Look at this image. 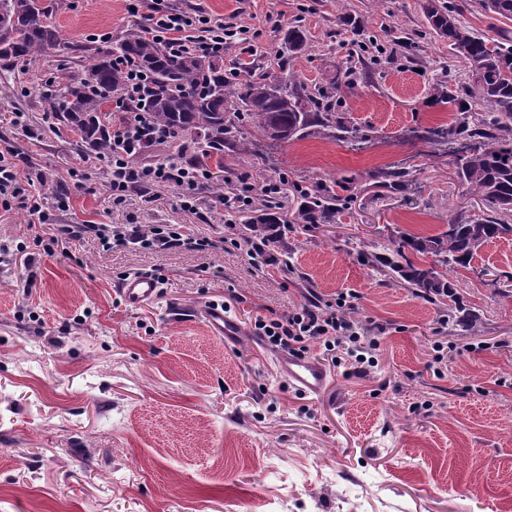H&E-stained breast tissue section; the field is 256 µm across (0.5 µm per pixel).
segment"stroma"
<instances>
[{
  "label": "stroma",
  "mask_w": 512,
  "mask_h": 512,
  "mask_svg": "<svg viewBox=\"0 0 512 512\" xmlns=\"http://www.w3.org/2000/svg\"><path fill=\"white\" fill-rule=\"evenodd\" d=\"M424 0H42L59 42L28 70L0 66V150L17 152L25 194L68 191L70 208L35 223L23 197L0 207V512H512V236L492 240L453 276L479 318L448 324L441 308L361 263L362 244L430 236L456 219L491 215L462 186L443 147L417 139L460 108L471 72L424 18ZM172 6L245 27L224 49V78L241 67L313 93L366 58L333 103L366 130L363 147L314 131L228 152L199 186L198 212L161 185L149 200L114 203L99 158L66 124L44 117L59 66L77 69L116 45L153 10ZM305 50H286L289 27ZM408 170L389 193L379 173ZM287 177L289 211L323 181L347 186V210L290 233L291 270H261L245 248L103 251L94 238L54 241L59 224H189L224 235V198ZM51 248L35 245V237ZM167 279L132 308L124 275ZM357 297L354 320L380 339L362 377L329 372L304 397L255 336L261 308L287 313L309 290ZM235 346L212 335L203 310L230 292ZM453 358L433 371L435 343Z\"/></svg>",
  "instance_id": "1"
}]
</instances>
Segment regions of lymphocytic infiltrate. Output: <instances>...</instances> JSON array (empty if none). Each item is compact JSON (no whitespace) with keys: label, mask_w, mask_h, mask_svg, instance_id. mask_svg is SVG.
Listing matches in <instances>:
<instances>
[{"label":"lymphocytic infiltrate","mask_w":512,"mask_h":512,"mask_svg":"<svg viewBox=\"0 0 512 512\" xmlns=\"http://www.w3.org/2000/svg\"><path fill=\"white\" fill-rule=\"evenodd\" d=\"M141 31L146 37L165 42L172 52L189 51L206 59L223 55L225 45L243 35L242 30L226 28L209 16L176 8L149 16ZM146 80L141 71L129 70L126 89L115 102L122 116L112 131V158L106 163L112 194L121 203L135 190L146 194L160 184L175 186L181 191L182 207L196 210V189L208 179L206 170L169 155L138 167L130 163L143 149L164 142L163 135L145 130L142 125L138 105ZM57 232L65 239L94 236L106 251L118 246L134 250L209 251L219 244L185 224H154L147 228L139 224H61ZM354 306L352 294L330 297L312 290L291 313L283 315L271 310L257 316L254 329L273 349L291 356H305L315 344L327 352L342 349L352 372L364 375L375 365L372 352L379 342L367 337L364 329L348 317V310Z\"/></svg>","instance_id":"f902f5d3"}]
</instances>
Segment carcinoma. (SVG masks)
Masks as SVG:
<instances>
[{
    "label": "carcinoma",
    "mask_w": 512,
    "mask_h": 512,
    "mask_svg": "<svg viewBox=\"0 0 512 512\" xmlns=\"http://www.w3.org/2000/svg\"><path fill=\"white\" fill-rule=\"evenodd\" d=\"M482 10L512 21V0H476ZM423 12L439 37L448 39L474 73L471 88L487 106L481 119L463 111L448 127L431 135L450 144L456 176L467 189L478 193L491 207L512 212V44L506 46L475 34L462 24L454 7L445 0H424ZM56 26L47 22L41 0H0V61L30 67L56 45ZM116 54L132 62L148 77L150 89L144 99L152 128L176 134L173 155L197 166L211 160L221 164L224 151L247 152L259 140L286 142L319 128L330 136L353 142L369 141L367 135L333 111V94L303 95L292 78L273 84L244 71L236 82L224 80L219 60L191 54L179 56L168 46L131 31L117 45ZM126 71L112 63V55L99 56L70 74L49 96L46 111L60 118L79 134L80 145L104 157L112 155V134L103 106L123 92ZM409 172L396 169L383 174L376 187L390 190L407 182ZM334 181L304 193L300 218L305 224H323L346 207ZM239 230L247 242L282 241L280 223L269 214L239 216ZM512 235V224L483 215L463 217L447 230L427 237L391 242L394 258L381 257L368 249L358 254L385 277L412 290L426 301L446 306L448 317L458 327H469L476 311L465 307L448 275L467 269L490 240ZM416 259H411V256Z\"/></svg>",
    "instance_id": "1"
}]
</instances>
